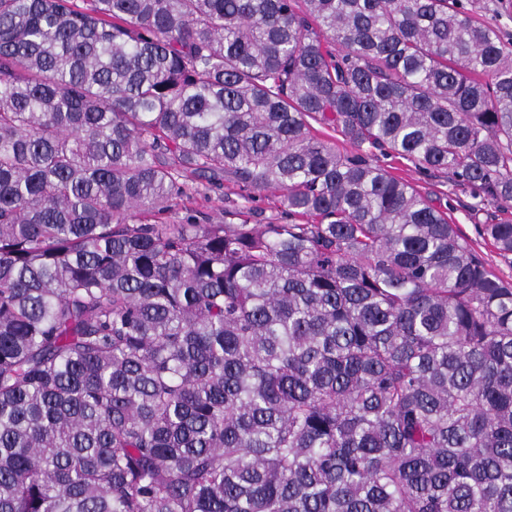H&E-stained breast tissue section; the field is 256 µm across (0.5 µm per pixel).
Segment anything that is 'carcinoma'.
Wrapping results in <instances>:
<instances>
[{"label":"carcinoma","instance_id":"obj_1","mask_svg":"<svg viewBox=\"0 0 512 512\" xmlns=\"http://www.w3.org/2000/svg\"><path fill=\"white\" fill-rule=\"evenodd\" d=\"M375 150L512 203V41L462 0H0V512H512V284ZM189 180L238 222L165 221Z\"/></svg>","mask_w":512,"mask_h":512}]
</instances>
